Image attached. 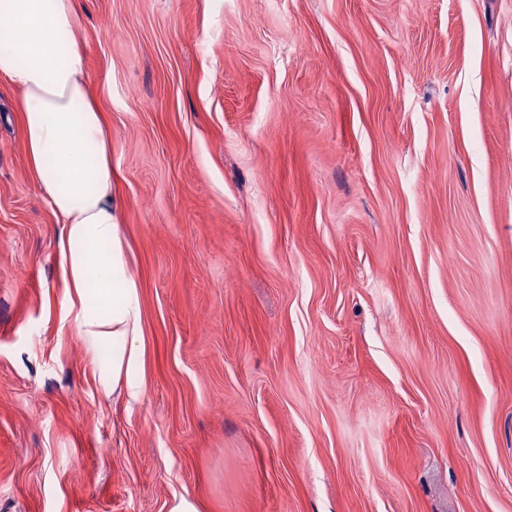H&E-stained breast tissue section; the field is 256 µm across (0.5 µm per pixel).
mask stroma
Wrapping results in <instances>:
<instances>
[{
	"mask_svg": "<svg viewBox=\"0 0 512 512\" xmlns=\"http://www.w3.org/2000/svg\"><path fill=\"white\" fill-rule=\"evenodd\" d=\"M77 6L145 391L0 85V512H512V0Z\"/></svg>",
	"mask_w": 512,
	"mask_h": 512,
	"instance_id": "1",
	"label": "stroma"
}]
</instances>
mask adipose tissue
I'll list each match as a JSON object with an SVG mask.
<instances>
[{
  "mask_svg": "<svg viewBox=\"0 0 512 512\" xmlns=\"http://www.w3.org/2000/svg\"><path fill=\"white\" fill-rule=\"evenodd\" d=\"M0 21L10 39L0 81L18 94L28 168L61 226L62 309L89 349L112 348L98 385L139 400L142 305L124 257L111 143L75 34L76 0H0Z\"/></svg>",
  "mask_w": 512,
  "mask_h": 512,
  "instance_id": "ef3b65f1",
  "label": "adipose tissue"
}]
</instances>
